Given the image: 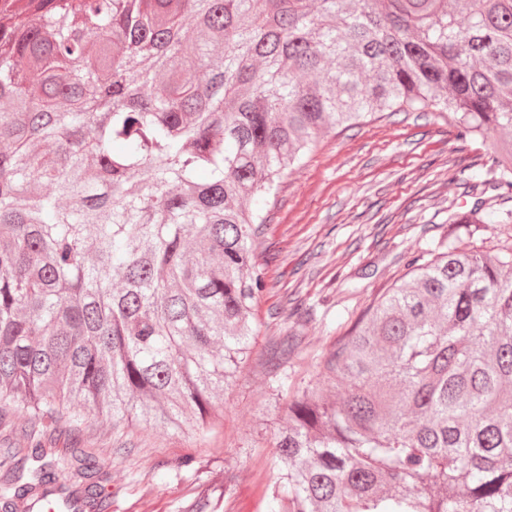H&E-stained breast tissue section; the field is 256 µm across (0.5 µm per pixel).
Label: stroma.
Listing matches in <instances>:
<instances>
[{"mask_svg":"<svg viewBox=\"0 0 512 512\" xmlns=\"http://www.w3.org/2000/svg\"><path fill=\"white\" fill-rule=\"evenodd\" d=\"M447 115L381 112L328 131L267 196L252 241L266 290L252 322L255 352L271 339L301 336L289 385L318 382L323 361L373 297L405 272L404 258L448 233V214L476 195L458 180L488 142L458 147ZM288 392L256 359L224 394L223 415L202 437L134 425L113 428L87 412L79 446L107 477L112 512H180L206 489L215 512H267L277 479L274 444Z\"/></svg>","mask_w":512,"mask_h":512,"instance_id":"stroma-1","label":"stroma"}]
</instances>
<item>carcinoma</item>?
I'll use <instances>...</instances> for the list:
<instances>
[{"label":"carcinoma","mask_w":512,"mask_h":512,"mask_svg":"<svg viewBox=\"0 0 512 512\" xmlns=\"http://www.w3.org/2000/svg\"><path fill=\"white\" fill-rule=\"evenodd\" d=\"M0 0L4 512H109L84 410L200 434L265 289L252 209L326 131L407 107L499 138L448 215L296 387L268 512H512V0ZM299 342L280 336L288 359ZM68 468L71 486L56 483ZM512 242V224H490L473 239L463 237L459 247L464 250L477 249L485 252H496ZM27 423V416L17 404L2 406L0 408V436H5L19 431Z\"/></svg>","instance_id":"carcinoma-1"}]
</instances>
